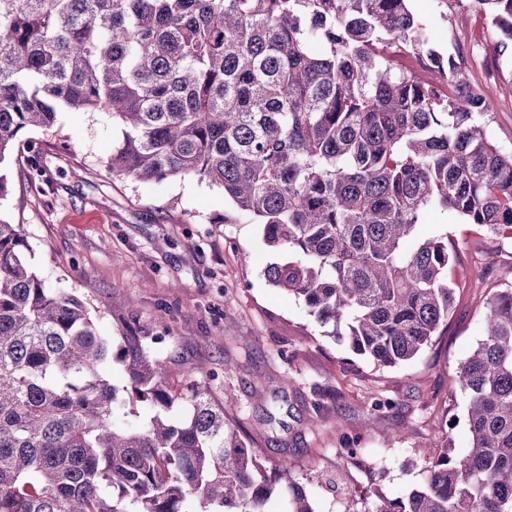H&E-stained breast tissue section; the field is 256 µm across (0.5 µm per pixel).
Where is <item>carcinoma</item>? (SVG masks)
I'll use <instances>...</instances> for the list:
<instances>
[{
  "label": "carcinoma",
  "mask_w": 512,
  "mask_h": 512,
  "mask_svg": "<svg viewBox=\"0 0 512 512\" xmlns=\"http://www.w3.org/2000/svg\"><path fill=\"white\" fill-rule=\"evenodd\" d=\"M497 57L512 0H470ZM433 76L399 68L390 50ZM124 127L108 171L224 188L286 255L270 284L380 367L448 331L462 265L440 208L512 240V152L487 135L484 92L427 47L409 0H0V164L58 109ZM0 219V512H315L288 467L270 472L224 401L136 328L99 335L81 298L27 261ZM118 365L125 384L103 369ZM470 447L423 458L422 480L376 512H512V279L454 371ZM148 409L127 419V407ZM190 406L186 419L169 416Z\"/></svg>",
  "instance_id": "cac0c4a2"
}]
</instances>
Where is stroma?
Instances as JSON below:
<instances>
[{
	"label": "stroma",
	"mask_w": 512,
	"mask_h": 512,
	"mask_svg": "<svg viewBox=\"0 0 512 512\" xmlns=\"http://www.w3.org/2000/svg\"><path fill=\"white\" fill-rule=\"evenodd\" d=\"M429 47L461 53L469 80L491 102L486 131L512 152V58H492L489 25L467 0H411ZM18 139L38 150L0 164L8 194L0 218L22 225L27 259L53 287L86 302L102 334L128 322L155 350L209 372L213 392L269 468L289 467L316 512H375L405 496L429 444L461 455L467 409L449 378L482 338V315L512 267V241L482 239L474 225L429 211L417 236L448 233L464 255L447 334L417 358L378 367L329 336L264 271L279 261L259 225L222 187L186 177L142 183L106 165L123 128L104 112L60 111L50 129ZM355 456H348V449Z\"/></svg>",
	"instance_id": "stroma-1"
}]
</instances>
